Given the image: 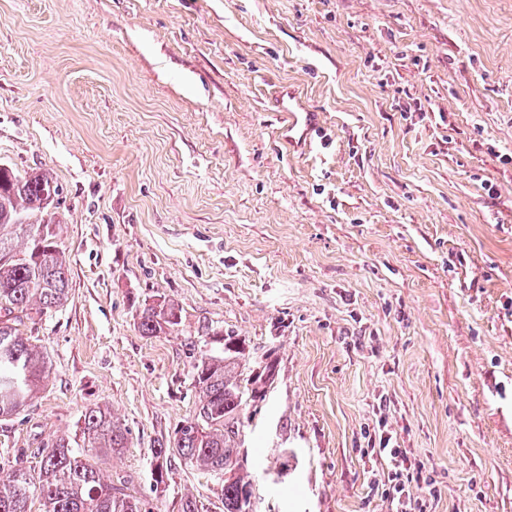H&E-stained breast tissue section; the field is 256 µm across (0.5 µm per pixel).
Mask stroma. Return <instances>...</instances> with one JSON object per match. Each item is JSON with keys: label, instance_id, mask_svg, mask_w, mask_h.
Listing matches in <instances>:
<instances>
[{"label": "stroma", "instance_id": "1", "mask_svg": "<svg viewBox=\"0 0 512 512\" xmlns=\"http://www.w3.org/2000/svg\"><path fill=\"white\" fill-rule=\"evenodd\" d=\"M291 86L323 136L289 150ZM60 188L50 360L0 420V477L98 406L99 461L155 512L224 485L154 451L194 414L209 333L275 350L245 430L260 512H390L380 434L427 512H512V0H0V162ZM165 297L178 332L142 335Z\"/></svg>", "mask_w": 512, "mask_h": 512}]
</instances>
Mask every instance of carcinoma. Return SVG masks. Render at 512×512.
Segmentation results:
<instances>
[{
    "instance_id": "carcinoma-1",
    "label": "carcinoma",
    "mask_w": 512,
    "mask_h": 512,
    "mask_svg": "<svg viewBox=\"0 0 512 512\" xmlns=\"http://www.w3.org/2000/svg\"><path fill=\"white\" fill-rule=\"evenodd\" d=\"M59 187L41 171L21 174L0 163V419L19 413L32 400L48 372V359L19 333L9 315L43 314L67 299L69 278L58 246L55 202ZM22 233L23 248L14 234ZM144 336L171 333L181 324V309L168 300L153 301L137 314ZM221 351L205 353L192 365L199 393L193 419L180 426L173 442L155 449L159 472L155 489L167 487L170 456L178 455L224 478V512H258L255 479L246 466L242 439L259 405L265 401L277 373V357L268 362L251 360L245 342L232 334L216 332ZM82 445L60 438L42 452L39 472L31 474L15 463L8 480H0V512H32L39 500L44 512H154L150 502L124 490L126 479L101 481L97 460L123 453L128 430L111 413L91 408L78 420Z\"/></svg>"
}]
</instances>
